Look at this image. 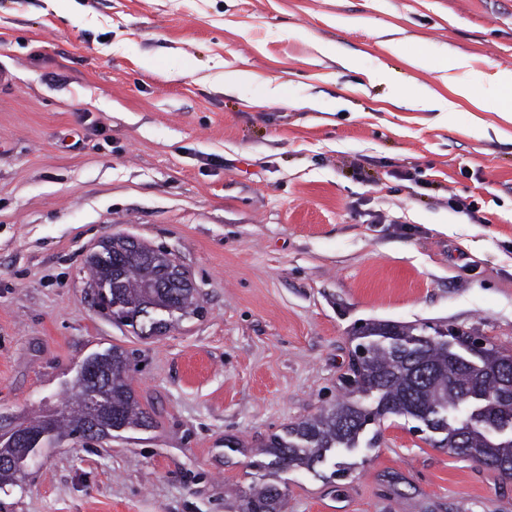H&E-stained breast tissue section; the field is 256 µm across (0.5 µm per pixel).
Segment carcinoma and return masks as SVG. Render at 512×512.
<instances>
[{
    "label": "carcinoma",
    "mask_w": 512,
    "mask_h": 512,
    "mask_svg": "<svg viewBox=\"0 0 512 512\" xmlns=\"http://www.w3.org/2000/svg\"><path fill=\"white\" fill-rule=\"evenodd\" d=\"M90 285L108 278L109 269L100 259L86 260ZM156 267L139 260L128 259L120 280L112 283V318L131 327L139 336L149 331L146 314L153 306L174 304L183 315L198 311L196 289L185 277L175 288H153ZM417 328L390 322L369 323L355 334L352 384L358 392L376 396L375 406L365 407L358 399H348L305 418L288 427L284 434L271 436L261 447L260 454L268 461L258 464L265 470H316L326 464L338 448H355L367 426L388 417H404L435 431L439 448H447L467 458L482 456L493 462V469L503 478L512 479V435L497 434L494 426L512 421V400L491 407H474L463 419H448V412L459 406L466 393L507 391L503 385L504 368L512 370V354L489 343L480 355L465 364L448 351V345L420 342ZM435 335L451 337L455 350L473 344V336L465 332L435 330ZM96 366L112 371V387L106 400L112 417L104 416L101 423L112 424L115 430L151 427V414L142 408L129 382V356L118 346L92 355ZM89 416L81 395L66 405L57 416L54 434L43 439L49 447L62 436L74 435ZM32 450L19 443H0V456H8L18 469L0 468V487L22 486L30 475ZM239 512H280L285 506L286 493L275 482L256 481L239 495Z\"/></svg>",
    "instance_id": "carcinoma-1"
}]
</instances>
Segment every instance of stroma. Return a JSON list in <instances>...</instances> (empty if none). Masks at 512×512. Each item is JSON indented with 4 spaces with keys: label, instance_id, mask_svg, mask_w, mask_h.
Here are the masks:
<instances>
[{
    "label": "stroma",
    "instance_id": "1",
    "mask_svg": "<svg viewBox=\"0 0 512 512\" xmlns=\"http://www.w3.org/2000/svg\"><path fill=\"white\" fill-rule=\"evenodd\" d=\"M505 70L512 0H0V416L61 408L117 345L155 421L47 449L0 512H238L370 322L512 352V122L414 103ZM115 235L172 252L200 312L145 338L97 309ZM373 429L346 475L274 473L286 512H512V479Z\"/></svg>",
    "mask_w": 512,
    "mask_h": 512
}]
</instances>
